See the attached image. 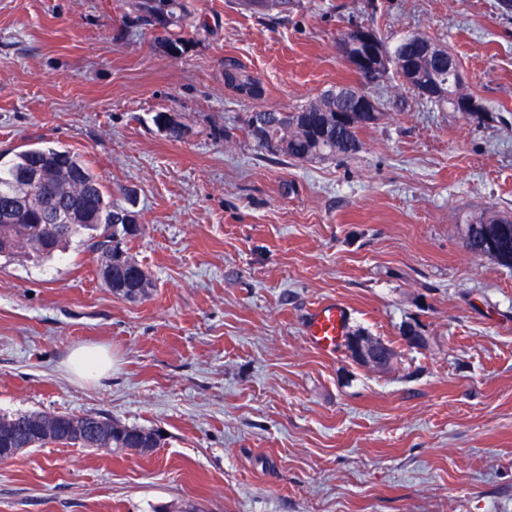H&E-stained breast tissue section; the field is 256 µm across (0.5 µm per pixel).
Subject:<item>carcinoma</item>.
Wrapping results in <instances>:
<instances>
[{
    "label": "carcinoma",
    "instance_id": "obj_1",
    "mask_svg": "<svg viewBox=\"0 0 512 512\" xmlns=\"http://www.w3.org/2000/svg\"><path fill=\"white\" fill-rule=\"evenodd\" d=\"M290 0H244L255 12L288 10ZM134 20L143 29L162 25L163 52L184 53L194 27L185 0H132ZM412 42L429 43L422 35H408L385 47L397 60L396 72L413 67L415 79L426 85L438 82L451 88L450 96L433 103L460 111V100L469 97L453 87V76L442 68L436 52L407 50ZM224 80L247 97L262 94L259 83L237 67L224 72ZM354 103L336 91L320 96L290 112L260 110L251 113L263 138L254 137L251 124L246 133L260 150L292 161L313 162L348 158L359 152V130L376 125L383 113L353 111ZM136 212L116 203L108 195L90 166L71 151L54 146L24 149L7 162L0 161V257L50 258L65 250L72 240L89 244L98 258L99 275L112 293L125 299L143 297L150 287L148 273L128 255L122 245L137 237L127 220ZM462 235L470 240V251L485 254L488 240L498 241L499 252L489 254L500 265L512 268V222L493 212L465 220ZM64 444L81 440L82 448H111L149 453L160 446L154 429L122 425L103 415L85 420L68 413L21 412L0 415V448L5 456L18 448H37L46 438Z\"/></svg>",
    "mask_w": 512,
    "mask_h": 512
}]
</instances>
